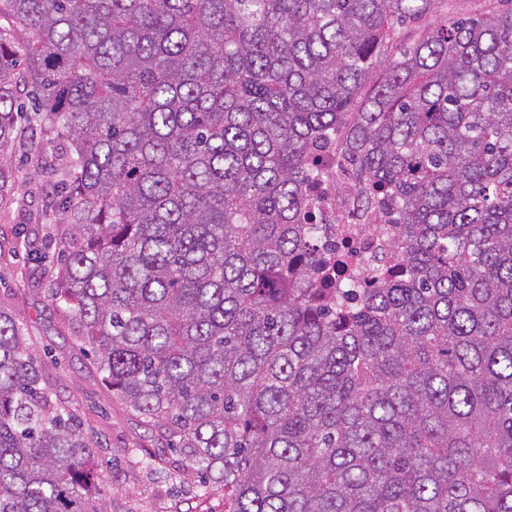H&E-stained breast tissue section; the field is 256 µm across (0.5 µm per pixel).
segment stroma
I'll return each instance as SVG.
<instances>
[{
    "label": "stroma",
    "instance_id": "1",
    "mask_svg": "<svg viewBox=\"0 0 512 512\" xmlns=\"http://www.w3.org/2000/svg\"><path fill=\"white\" fill-rule=\"evenodd\" d=\"M66 144L48 123L35 122L11 154L8 200L0 205V306L23 323L58 398L97 434L111 478L106 512H224V494L204 491L159 430L144 426L100 381L72 329L49 298L50 257L56 256L59 200L52 184L63 175Z\"/></svg>",
    "mask_w": 512,
    "mask_h": 512
}]
</instances>
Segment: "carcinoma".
Masks as SVG:
<instances>
[{
    "mask_svg": "<svg viewBox=\"0 0 512 512\" xmlns=\"http://www.w3.org/2000/svg\"><path fill=\"white\" fill-rule=\"evenodd\" d=\"M439 3L0 0V202L48 122L52 300L224 512H512V0ZM332 133L366 288L306 227ZM101 449L0 306V512H101ZM448 1V0H447ZM495 1L491 0H456V1H448V6L446 2H442L438 4V12L437 15L444 16L448 13V16L454 13L459 14H480L487 10H490L496 6Z\"/></svg>",
    "mask_w": 512,
    "mask_h": 512,
    "instance_id": "1",
    "label": "carcinoma"
}]
</instances>
